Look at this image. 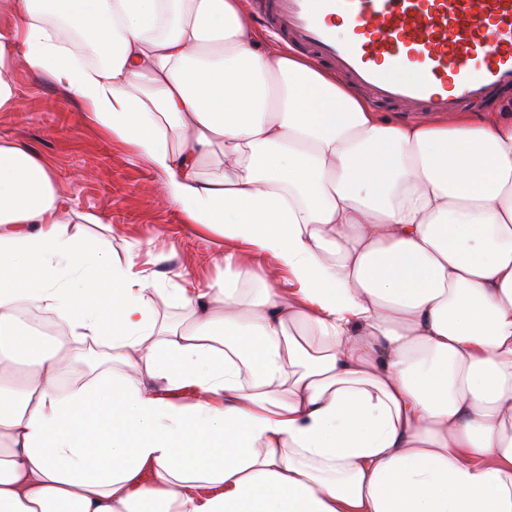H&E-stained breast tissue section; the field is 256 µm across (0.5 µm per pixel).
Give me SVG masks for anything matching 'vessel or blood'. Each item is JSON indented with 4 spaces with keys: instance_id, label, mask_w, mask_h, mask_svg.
I'll list each match as a JSON object with an SVG mask.
<instances>
[{
    "instance_id": "obj_1",
    "label": "vessel or blood",
    "mask_w": 512,
    "mask_h": 512,
    "mask_svg": "<svg viewBox=\"0 0 512 512\" xmlns=\"http://www.w3.org/2000/svg\"><path fill=\"white\" fill-rule=\"evenodd\" d=\"M280 35L375 99L454 113L512 91V0H254ZM347 23L349 35L336 26Z\"/></svg>"
}]
</instances>
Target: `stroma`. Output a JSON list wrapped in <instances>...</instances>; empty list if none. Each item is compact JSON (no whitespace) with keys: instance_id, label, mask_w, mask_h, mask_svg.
I'll use <instances>...</instances> for the list:
<instances>
[{"instance_id":"1","label":"stroma","mask_w":512,"mask_h":512,"mask_svg":"<svg viewBox=\"0 0 512 512\" xmlns=\"http://www.w3.org/2000/svg\"><path fill=\"white\" fill-rule=\"evenodd\" d=\"M13 77L18 108L0 112V139L25 144L48 161L71 211L101 216L102 225L83 224L80 232L100 238L118 259L136 253L139 266L161 278L179 273L206 284L223 274L219 259L227 251L251 263L244 245L186 223L163 205L161 179L102 131L75 95L24 67Z\"/></svg>"}]
</instances>
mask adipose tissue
Returning <instances> with one entry per match:
<instances>
[{
    "label": "adipose tissue",
    "mask_w": 512,
    "mask_h": 512,
    "mask_svg": "<svg viewBox=\"0 0 512 512\" xmlns=\"http://www.w3.org/2000/svg\"><path fill=\"white\" fill-rule=\"evenodd\" d=\"M17 54L257 260L164 284L0 140V512H512V119L384 120L244 0H0V112Z\"/></svg>",
    "instance_id": "obj_1"
}]
</instances>
